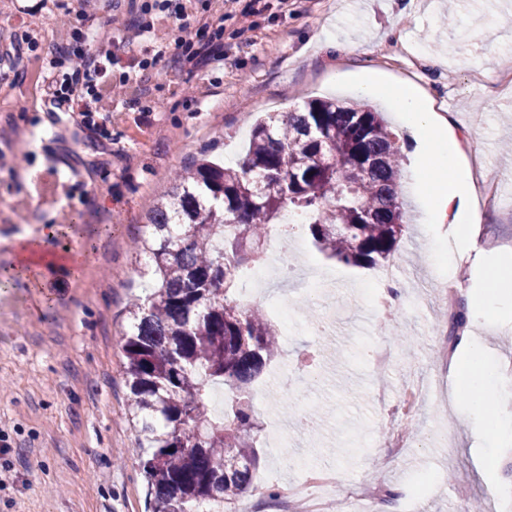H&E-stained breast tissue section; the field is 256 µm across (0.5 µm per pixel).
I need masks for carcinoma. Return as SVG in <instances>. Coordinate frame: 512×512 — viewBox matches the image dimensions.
Listing matches in <instances>:
<instances>
[{"mask_svg":"<svg viewBox=\"0 0 512 512\" xmlns=\"http://www.w3.org/2000/svg\"><path fill=\"white\" fill-rule=\"evenodd\" d=\"M396 134L365 107L312 99L257 121L236 167L206 158L176 173L135 250L153 292L128 309L122 338L130 420L152 512H236L259 463L250 387L281 353L275 326L236 298L285 211L316 250L358 268L390 260L405 230ZM218 385L224 416L209 410Z\"/></svg>","mask_w":512,"mask_h":512,"instance_id":"1","label":"carcinoma"}]
</instances>
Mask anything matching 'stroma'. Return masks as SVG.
<instances>
[{"mask_svg": "<svg viewBox=\"0 0 512 512\" xmlns=\"http://www.w3.org/2000/svg\"><path fill=\"white\" fill-rule=\"evenodd\" d=\"M238 0H189L191 29L224 13L227 60L193 67L157 54L148 36L125 32L112 0H0V55L21 49L0 65V272L17 263V242L42 225L60 224L66 237L56 251L81 256L77 276L40 281L15 276L0 288V512H148L134 433L128 421L121 338L125 309L145 295L142 262L131 249L145 216L172 184L176 171L204 151L230 162L242 156L255 112L302 106L309 98L352 99L359 74L373 70L389 84L411 81L449 114L459 133L478 147L496 198L484 222L456 254L481 255L468 269L467 297L481 296L486 272L512 253V87L497 76L512 65V0H288L252 21ZM370 41L371 53L343 54L344 41ZM113 47V76L128 77L124 95L98 115L100 131L84 127L80 113L48 111L53 63L64 52ZM442 58L434 64L428 59ZM154 58L149 72L138 63ZM150 92L136 94L141 75ZM192 101L183 98L184 88ZM383 112L406 155L402 200L410 224L395 257L399 299L390 314L373 309L364 289L373 270L301 250L336 278V320L326 336L306 328L308 313L298 283L267 291L263 309L287 300L294 315L281 341L282 358L295 363L299 410L279 402L280 373L267 366L260 422L277 421L282 441L259 438L256 483L283 488L302 466L332 470L336 493L370 475L394 491L428 487L413 512H458L454 490L466 487L484 512H501L493 489L512 488V448L495 446L491 433L472 424L464 355H457L452 396L428 403L413 430L415 448L391 454L381 445L386 428L400 423L394 403L416 376L437 370V330L444 318L434 290L455 256L433 250L427 196L413 173L420 164L415 137L384 98ZM485 345L488 387L512 410V379L498 370L512 357V305L470 326ZM390 348L384 373L362 358L373 345ZM384 385L392 401L373 404Z\"/></svg>", "mask_w": 512, "mask_h": 512, "instance_id": "35a3bbf8", "label": "stroma"}]
</instances>
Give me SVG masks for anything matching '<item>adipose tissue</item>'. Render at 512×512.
Instances as JSON below:
<instances>
[{"instance_id":"1","label":"adipose tissue","mask_w":512,"mask_h":512,"mask_svg":"<svg viewBox=\"0 0 512 512\" xmlns=\"http://www.w3.org/2000/svg\"><path fill=\"white\" fill-rule=\"evenodd\" d=\"M356 94L362 98H387L401 121L413 129L423 158L414 178L419 189L432 198L431 223H482L481 210L474 202L475 178L466 161L467 148L456 137L453 119L431 111L423 90L409 81L386 87L369 77L358 84ZM65 234L64 226L45 224L37 237L22 240L18 245V272L45 268L77 272L81 264L79 254L63 257L47 249L49 243Z\"/></svg>"}]
</instances>
